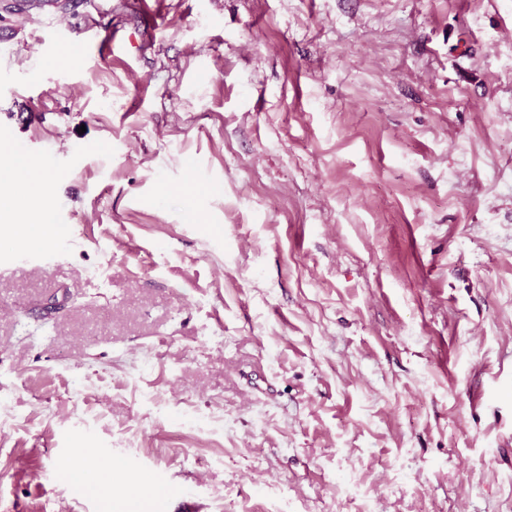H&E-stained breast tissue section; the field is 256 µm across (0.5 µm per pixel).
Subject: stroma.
<instances>
[{"label":"stroma","instance_id":"obj_1","mask_svg":"<svg viewBox=\"0 0 512 512\" xmlns=\"http://www.w3.org/2000/svg\"><path fill=\"white\" fill-rule=\"evenodd\" d=\"M163 2L0 0V512H512V0ZM97 42V53L99 59H106L110 56L130 54L127 42L118 29H108L94 34ZM52 184L50 172L31 159L11 163L5 170L1 168L0 223L14 224L17 237L25 232V224L31 223L32 216L48 223L46 203ZM90 449L82 448L80 456L81 471L90 480V487L95 491L108 492L112 490V482L124 478L122 471L114 465L98 461L95 466L87 465ZM107 487L108 489H105Z\"/></svg>","mask_w":512,"mask_h":512}]
</instances>
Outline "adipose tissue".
I'll return each instance as SVG.
<instances>
[{
    "label": "adipose tissue",
    "instance_id": "adipose-tissue-1",
    "mask_svg": "<svg viewBox=\"0 0 512 512\" xmlns=\"http://www.w3.org/2000/svg\"><path fill=\"white\" fill-rule=\"evenodd\" d=\"M53 177L30 159H23L0 171V223L14 225L24 233L31 218L48 222L46 203L51 196Z\"/></svg>",
    "mask_w": 512,
    "mask_h": 512
}]
</instances>
